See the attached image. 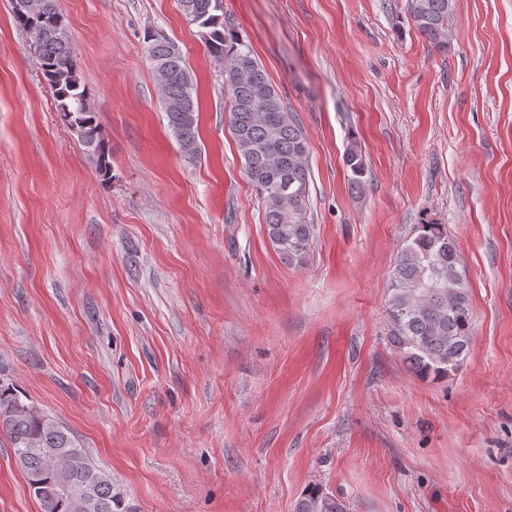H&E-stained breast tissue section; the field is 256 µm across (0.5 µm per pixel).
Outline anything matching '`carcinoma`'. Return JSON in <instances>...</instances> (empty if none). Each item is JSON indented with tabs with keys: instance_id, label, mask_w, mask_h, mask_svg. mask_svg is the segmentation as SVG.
Returning a JSON list of instances; mask_svg holds the SVG:
<instances>
[{
	"instance_id": "cac0c4a2",
	"label": "carcinoma",
	"mask_w": 512,
	"mask_h": 512,
	"mask_svg": "<svg viewBox=\"0 0 512 512\" xmlns=\"http://www.w3.org/2000/svg\"><path fill=\"white\" fill-rule=\"evenodd\" d=\"M11 0L17 26L39 33L33 41L36 63L47 81L56 110L107 176L109 151L95 121L91 98L77 72L71 38L57 0ZM187 21L202 29L207 53L224 64L230 96L229 130L241 168L264 209L267 235L288 261H303L311 249L314 225L308 211L309 146L294 113L255 58L252 48L226 32L223 0H180ZM454 0H411L417 30L439 51L448 48V19ZM144 50L153 71L165 73L162 98L168 126L180 152L201 153L193 82L180 48L147 29ZM345 165L353 183L364 185L365 160L351 145ZM389 336L409 367L424 379L442 380L466 358L472 335V309L455 240L445 224L424 223L401 250L387 298ZM6 436L30 492L42 512H137L112 474L98 466L63 426L10 388L0 387V436ZM295 512H348L347 505L319 489L296 504Z\"/></svg>"
}]
</instances>
